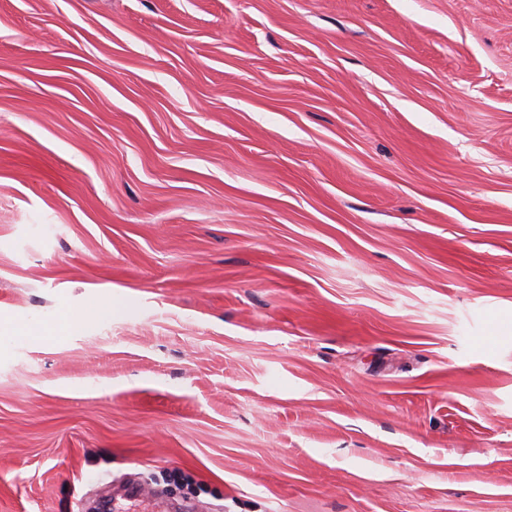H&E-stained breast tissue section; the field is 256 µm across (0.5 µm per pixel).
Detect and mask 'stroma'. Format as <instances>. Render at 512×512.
Wrapping results in <instances>:
<instances>
[{
  "label": "stroma",
  "mask_w": 512,
  "mask_h": 512,
  "mask_svg": "<svg viewBox=\"0 0 512 512\" xmlns=\"http://www.w3.org/2000/svg\"><path fill=\"white\" fill-rule=\"evenodd\" d=\"M512 512V0H0V512Z\"/></svg>",
  "instance_id": "1"
}]
</instances>
